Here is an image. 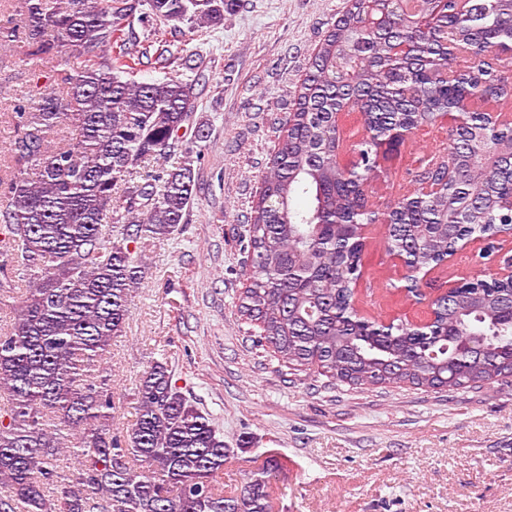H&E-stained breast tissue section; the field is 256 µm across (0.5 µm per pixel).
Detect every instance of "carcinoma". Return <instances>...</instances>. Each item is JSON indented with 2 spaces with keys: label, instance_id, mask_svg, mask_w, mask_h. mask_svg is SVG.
<instances>
[{
  "label": "carcinoma",
  "instance_id": "1",
  "mask_svg": "<svg viewBox=\"0 0 512 512\" xmlns=\"http://www.w3.org/2000/svg\"><path fill=\"white\" fill-rule=\"evenodd\" d=\"M351 0L316 47L246 225L250 273L240 317L257 345L292 371L333 384L474 389L512 384V283L474 277L434 300L422 328L358 315L367 225H386L407 290L462 236L488 241L512 224V0ZM237 0H15L0 45L23 34L26 61L52 68L60 90L15 104L0 235L24 282L0 334V512H270L274 459L224 494L234 456L209 417L155 362L140 379L135 420L112 432V384L101 364L123 335L141 256L187 223L196 195L191 124L203 60L134 26L140 7L174 34L224 25ZM430 19L424 27L421 21ZM69 53L77 66L59 68ZM164 73L133 77L143 60ZM468 113L442 150L419 160V188L390 203L379 140L412 137ZM157 167L135 181L148 161ZM72 473L58 482V461Z\"/></svg>",
  "mask_w": 512,
  "mask_h": 512
}]
</instances>
